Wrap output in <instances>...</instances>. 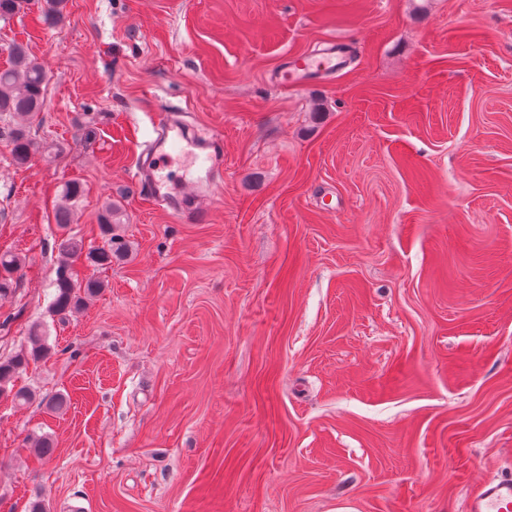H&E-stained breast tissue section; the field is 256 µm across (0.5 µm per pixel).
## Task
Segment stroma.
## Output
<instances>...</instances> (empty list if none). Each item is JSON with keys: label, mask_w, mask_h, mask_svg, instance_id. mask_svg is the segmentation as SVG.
<instances>
[{"label": "stroma", "mask_w": 512, "mask_h": 512, "mask_svg": "<svg viewBox=\"0 0 512 512\" xmlns=\"http://www.w3.org/2000/svg\"><path fill=\"white\" fill-rule=\"evenodd\" d=\"M15 41L48 81L40 152L0 142V359L36 324L54 353L0 397V512H463L512 476V0H66ZM169 109L222 134L202 223L135 177ZM109 203L128 251L75 260L104 288L59 319ZM336 59L335 48L330 49L328 52L323 53L320 56L311 57H298L296 58L289 67L287 66L278 76V81L282 84H288L289 82H295L300 80L306 73L312 69H329L335 67L336 64L331 66L333 60ZM80 191L81 187L78 183H68L65 186L62 203L58 206L55 214V221L59 227L73 223V210L70 203L76 199ZM112 204L105 207L99 216V236L101 245L89 246L85 251L81 240L72 238L62 239L59 244L61 254L60 266L57 269L55 288L50 310L54 315L65 318L82 309L88 299L94 298L103 288V282L97 278L88 277L79 280L72 270L70 260L84 255L89 266L103 268L112 265V258H118L123 244L115 233L116 225L112 224Z\"/></svg>", "instance_id": "stroma-1"}]
</instances>
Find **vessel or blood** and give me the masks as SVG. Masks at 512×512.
<instances>
[{
  "label": "vessel or blood",
  "mask_w": 512,
  "mask_h": 512,
  "mask_svg": "<svg viewBox=\"0 0 512 512\" xmlns=\"http://www.w3.org/2000/svg\"><path fill=\"white\" fill-rule=\"evenodd\" d=\"M335 51L319 56L296 58L278 76L280 83L295 82L314 69L330 68ZM156 136L139 171V176L150 183L155 200L170 204L167 170L193 160L197 166L194 176L184 178L183 186L198 201L197 206L174 207L173 213L182 222H201L207 219L211 207V193L223 179L224 162L212 150L211 143L192 138L179 117L171 113L159 114L155 125ZM465 512H512V477L492 478L473 489L465 505Z\"/></svg>",
  "instance_id": "vessel-or-blood-1"
}]
</instances>
